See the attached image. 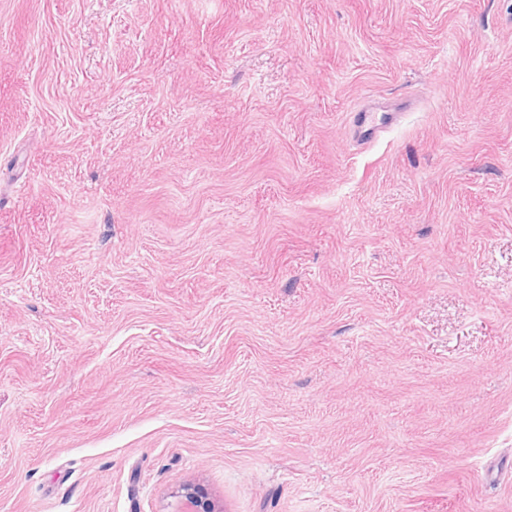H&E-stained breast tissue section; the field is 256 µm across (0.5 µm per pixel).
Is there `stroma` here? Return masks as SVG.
Masks as SVG:
<instances>
[{"mask_svg":"<svg viewBox=\"0 0 512 512\" xmlns=\"http://www.w3.org/2000/svg\"><path fill=\"white\" fill-rule=\"evenodd\" d=\"M187 484L512 512V0H0V512ZM393 114L386 112L380 115L376 112H355L353 115V123L357 128L359 134L363 138H369L374 129H382L391 121L394 117Z\"/></svg>","mask_w":512,"mask_h":512,"instance_id":"obj_1","label":"stroma"}]
</instances>
